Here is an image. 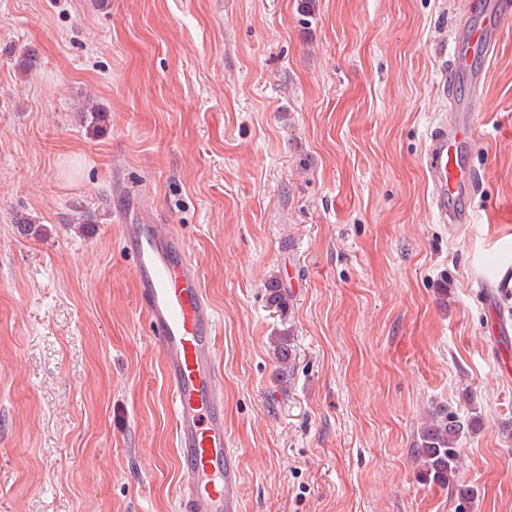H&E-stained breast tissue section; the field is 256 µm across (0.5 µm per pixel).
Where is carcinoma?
I'll list each match as a JSON object with an SVG mask.
<instances>
[{
  "label": "carcinoma",
  "instance_id": "1",
  "mask_svg": "<svg viewBox=\"0 0 512 512\" xmlns=\"http://www.w3.org/2000/svg\"><path fill=\"white\" fill-rule=\"evenodd\" d=\"M478 418H463L446 409H439L417 432L411 454L418 464V475L426 483L448 488L456 495L457 512H466L472 499L467 486L458 480L460 439L476 431Z\"/></svg>",
  "mask_w": 512,
  "mask_h": 512
}]
</instances>
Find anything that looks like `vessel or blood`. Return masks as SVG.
<instances>
[{
  "mask_svg": "<svg viewBox=\"0 0 512 512\" xmlns=\"http://www.w3.org/2000/svg\"><path fill=\"white\" fill-rule=\"evenodd\" d=\"M510 19L512 0H481L476 18L462 19L452 36L453 59L440 86L449 99L448 118L433 128L426 147L432 204L444 223L473 221L466 158L474 146V115L485 79L473 62L491 57ZM124 240L133 259L138 305L162 354L171 394L180 464L179 512H240L239 474L224 438L216 318L199 270L183 238L167 225H125Z\"/></svg>",
  "mask_w": 512,
  "mask_h": 512,
  "instance_id": "1",
  "label": "vessel or blood"
}]
</instances>
